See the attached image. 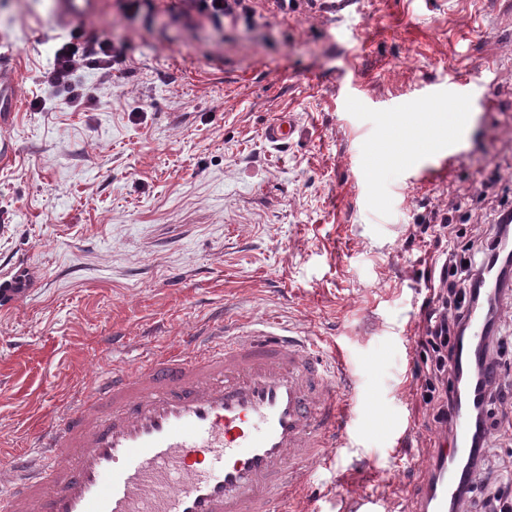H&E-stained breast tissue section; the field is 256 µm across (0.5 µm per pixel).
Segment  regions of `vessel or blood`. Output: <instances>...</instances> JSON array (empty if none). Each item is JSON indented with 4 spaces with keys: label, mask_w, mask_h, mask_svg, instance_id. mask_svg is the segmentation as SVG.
<instances>
[{
    "label": "vessel or blood",
    "mask_w": 512,
    "mask_h": 512,
    "mask_svg": "<svg viewBox=\"0 0 512 512\" xmlns=\"http://www.w3.org/2000/svg\"><path fill=\"white\" fill-rule=\"evenodd\" d=\"M95 13V0H59L55 21ZM470 99L449 92V126L468 122ZM295 132L284 113L264 137L280 146ZM489 315L471 307L459 366L480 359ZM349 370L341 348L324 351L274 321L243 335L193 331L177 351L113 368L59 411L6 461L0 512H302L314 475L351 445ZM454 425L427 512H458L457 486L475 479L463 464L469 404Z\"/></svg>",
    "instance_id": "vessel-or-blood-1"
}]
</instances>
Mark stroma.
<instances>
[{
	"mask_svg": "<svg viewBox=\"0 0 512 512\" xmlns=\"http://www.w3.org/2000/svg\"><path fill=\"white\" fill-rule=\"evenodd\" d=\"M257 19L188 26L178 0H97L55 25L56 0H0V69L19 106L0 162V257L33 280L0 306V454L113 367L178 346L223 316L231 334L273 319L344 346L370 431L341 451L353 492L419 512L438 435L416 401L414 343L427 275L484 223L492 169L512 189V0H300ZM107 29L125 59L85 71L88 103L33 110L72 33ZM479 87L462 136L409 158L382 151L401 118H447L449 73ZM293 115L287 146L267 124ZM472 214L458 237L422 231L433 209ZM125 344L109 348V336Z\"/></svg>",
	"mask_w": 512,
	"mask_h": 512,
	"instance_id": "35a3bbf8",
	"label": "stroma"
}]
</instances>
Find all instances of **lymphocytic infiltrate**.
<instances>
[{"label": "lymphocytic infiltrate", "instance_id": "1", "mask_svg": "<svg viewBox=\"0 0 512 512\" xmlns=\"http://www.w3.org/2000/svg\"><path fill=\"white\" fill-rule=\"evenodd\" d=\"M122 57L108 36L93 40H74L61 46L43 76L42 83L58 95V102L79 108L84 96L79 93L74 77L83 69L107 71ZM512 300V203L499 199L493 207L491 220L477 227L464 252L448 250L440 267L438 285L433 289L422 319L417 347L423 365L420 396L428 421L441 439L453 434V414L462 399L463 389L476 385L481 395L474 404V428L471 434L472 453L467 466L483 475V495L475 487L463 485L458 497L463 508L481 506L482 512H512V496L499 488L492 473L496 461L490 454L491 435L501 425L499 409L503 403L502 381L512 376V357L507 349L512 342L501 336L496 327L482 347L483 354L494 360V378L484 375L482 364L465 370H451L457 360L468 331V311L474 303Z\"/></svg>", "mask_w": 512, "mask_h": 512}]
</instances>
